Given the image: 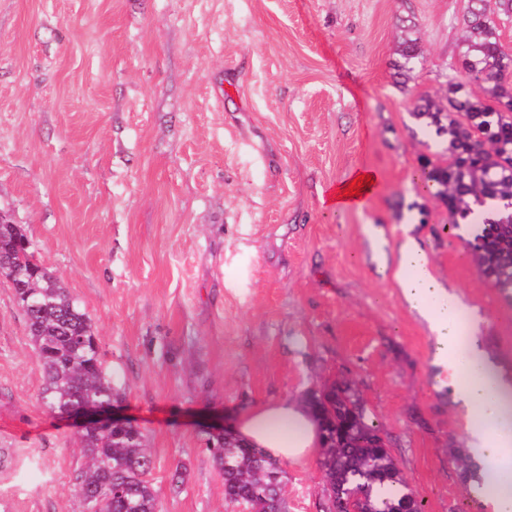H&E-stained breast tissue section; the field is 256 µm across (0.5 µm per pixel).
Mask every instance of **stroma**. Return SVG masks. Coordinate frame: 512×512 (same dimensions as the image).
Listing matches in <instances>:
<instances>
[{
  "label": "stroma",
  "mask_w": 512,
  "mask_h": 512,
  "mask_svg": "<svg viewBox=\"0 0 512 512\" xmlns=\"http://www.w3.org/2000/svg\"><path fill=\"white\" fill-rule=\"evenodd\" d=\"M465 0H0V210L88 312L122 413L153 451L159 512H242L211 424L348 383L423 512H492L449 449L470 447L436 338L393 276L412 237L478 309L512 378V308L445 207L417 189L438 143L409 114L462 51ZM427 56L400 85L401 21ZM376 172L362 207L332 187ZM429 211L420 223L419 205ZM380 228L377 247L365 225ZM0 280V498L79 512L72 422ZM288 512H329L319 451L281 462ZM360 175H365V179H363L364 187L360 188L359 195H343L345 189H349V184L354 181ZM371 177V180L374 181V184H370V182H366V178ZM378 177L376 173L369 170H359L353 174L351 179L341 185L336 186V188L330 193L327 198V204L329 206L336 207L338 209H347V208H355L360 207L363 204L364 198L371 193L374 186L376 185Z\"/></svg>",
  "instance_id": "35a3bbf8"
}]
</instances>
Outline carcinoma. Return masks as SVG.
Listing matches in <instances>:
<instances>
[{"label":"carcinoma","mask_w":512,"mask_h":512,"mask_svg":"<svg viewBox=\"0 0 512 512\" xmlns=\"http://www.w3.org/2000/svg\"><path fill=\"white\" fill-rule=\"evenodd\" d=\"M461 52L451 66L442 97L428 94L413 103L411 116L423 131L442 139L446 164L418 157L414 179L448 212V226L476 224L465 245L476 271L512 302V47L501 27L512 22V0H465ZM417 24L397 37L396 67L409 80L424 61ZM34 268L11 279L7 267ZM0 278L12 281L43 374L41 404L60 413L83 398L108 402L112 385L91 319L63 280L36 258L20 225L0 223ZM322 428L321 467L330 512H396L412 497L389 450L377 446L379 429L369 421L349 386L332 383L306 397ZM214 458L224 477V495L251 512H288L279 464L237 439L214 436ZM84 458L73 479L81 512H157V494L146 475L153 456L138 430L84 432L77 437ZM466 478L487 485L459 449H451Z\"/></svg>","instance_id":"cac0c4a2"}]
</instances>
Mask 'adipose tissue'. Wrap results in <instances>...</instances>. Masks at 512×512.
Masks as SVG:
<instances>
[{"label": "adipose tissue", "mask_w": 512, "mask_h": 512, "mask_svg": "<svg viewBox=\"0 0 512 512\" xmlns=\"http://www.w3.org/2000/svg\"><path fill=\"white\" fill-rule=\"evenodd\" d=\"M396 269L404 274L406 299L438 338L441 361L460 373L454 393L465 409L469 443L483 449L496 472L486 498L493 512H512V380L488 360L478 344V317L436 282L413 238L401 242ZM237 432L249 446L292 462L306 459L322 442L313 417L289 401L259 403L240 418Z\"/></svg>", "instance_id": "ef3b65f1"}]
</instances>
